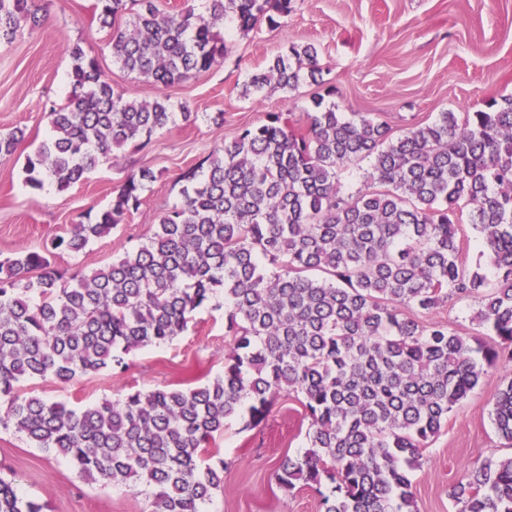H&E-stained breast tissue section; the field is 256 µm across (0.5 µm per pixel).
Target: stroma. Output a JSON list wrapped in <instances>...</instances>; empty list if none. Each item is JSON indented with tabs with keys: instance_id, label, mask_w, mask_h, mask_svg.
<instances>
[{
	"instance_id": "35a3bbf8",
	"label": "stroma",
	"mask_w": 512,
	"mask_h": 512,
	"mask_svg": "<svg viewBox=\"0 0 512 512\" xmlns=\"http://www.w3.org/2000/svg\"><path fill=\"white\" fill-rule=\"evenodd\" d=\"M39 3L42 24L0 46V133L17 127L25 133L14 156L0 159V255L43 248L106 208L131 165L157 175L143 190L138 210L109 237L79 254L53 256L62 269L91 272L146 241L160 215L180 202L182 173L267 113L309 112L315 98L324 96L338 111L377 116L400 129L440 112H474L512 98V0H293L292 13L279 26L263 23L246 35L225 27L224 61L168 87L146 83L113 63L110 31L99 22L95 0ZM293 43L317 47V79L304 80L290 93H247L249 77ZM69 44L97 57L126 97H167L173 111L189 108L197 121L168 125L133 162L101 164L68 191L49 183L31 187L23 164L50 133V107L61 104L70 89ZM226 344L218 297L196 313L182 336L130 353L125 372L104 371L72 383L36 378L20 389L80 408L132 390L194 388L223 373ZM508 375L512 366L490 372L422 449L413 473L419 512H454L450 493L463 467L506 454L491 409ZM309 427L291 395L277 398L258 426L229 424L215 443L227 464L224 485L205 512H321L315 489L288 492L275 478L284 457L304 451ZM0 476L15 480L23 496L45 502L48 512H150L145 494L89 482L68 460L11 430L0 429Z\"/></svg>"
}]
</instances>
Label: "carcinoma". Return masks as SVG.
<instances>
[{"label":"carcinoma","instance_id":"cac0c4a2","mask_svg":"<svg viewBox=\"0 0 512 512\" xmlns=\"http://www.w3.org/2000/svg\"><path fill=\"white\" fill-rule=\"evenodd\" d=\"M96 8L115 63L167 87L224 61V23L243 34L276 26L292 0H207L205 16L154 0ZM122 13L131 15L124 27L115 25ZM41 21L34 0H0V44ZM69 54V95L24 163L33 188L66 191L101 160L145 150L174 120L167 99L129 100L80 45ZM318 71L317 49L291 44L246 89L291 92ZM314 106L299 118L269 113L213 149L182 174L181 201L148 241L103 268L66 274L48 254H78L125 223L157 180L149 167L128 172L95 222L0 259V428L89 481L149 489L151 512H200L224 485L210 441L232 421L258 425L294 394L310 420L308 449L280 462L282 489L320 491L323 512H419L421 449L489 369L512 364V100L402 130L321 98ZM23 137L1 133L0 158ZM364 161L367 188H345L341 173ZM464 219L488 272L462 260ZM219 294L224 372L199 387L82 408L20 391L25 379L122 372L132 351L183 335ZM453 296L476 303L471 321L496 340L419 320ZM491 416L512 448V377ZM451 497L456 512H512V454L463 468ZM46 509L0 478V512Z\"/></svg>","mask_w":512,"mask_h":512}]
</instances>
